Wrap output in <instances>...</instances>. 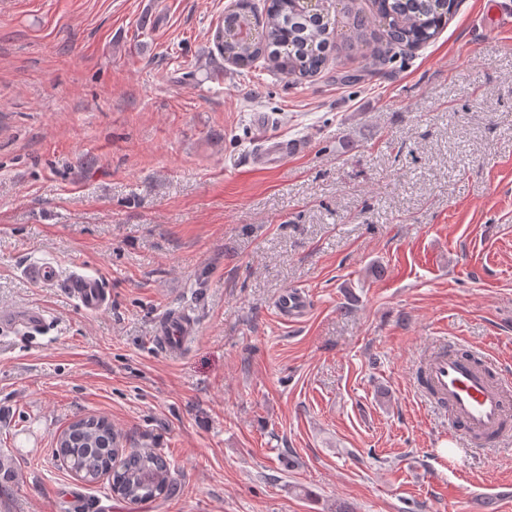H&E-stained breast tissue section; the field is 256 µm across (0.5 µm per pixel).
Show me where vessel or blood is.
<instances>
[{"instance_id": "obj_1", "label": "vessel or blood", "mask_w": 512, "mask_h": 512, "mask_svg": "<svg viewBox=\"0 0 512 512\" xmlns=\"http://www.w3.org/2000/svg\"><path fill=\"white\" fill-rule=\"evenodd\" d=\"M73 296L89 310L102 309L108 302L103 281L80 272L72 276ZM310 300L305 293L288 292L279 302L282 314L296 318L307 313ZM45 324L41 309H0V332L23 327L40 330ZM196 327L185 312L170 310L157 322L153 341L157 348L174 354L194 336ZM422 369L432 389L436 409L448 413V441L456 447L476 445L512 446V381L490 377L488 365L475 364L468 349L455 337L437 338L423 358Z\"/></svg>"}]
</instances>
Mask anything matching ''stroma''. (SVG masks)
Here are the masks:
<instances>
[{
  "instance_id": "stroma-1",
  "label": "stroma",
  "mask_w": 512,
  "mask_h": 512,
  "mask_svg": "<svg viewBox=\"0 0 512 512\" xmlns=\"http://www.w3.org/2000/svg\"><path fill=\"white\" fill-rule=\"evenodd\" d=\"M498 3L458 0L434 42L347 83L378 37L348 0L336 67L300 81L224 61L231 0H0V308L46 317L0 337V512H512V453L449 447L413 393L436 336L512 373ZM260 131L297 148L255 167ZM171 308L197 324L176 355L150 341ZM88 415L161 451L172 495L79 481L56 439ZM73 296L88 310L102 309L108 302V294L103 281L85 272L76 273L69 280ZM310 307L309 297L300 292L289 291L279 302V310L289 318L300 317L307 313Z\"/></svg>"
}]
</instances>
